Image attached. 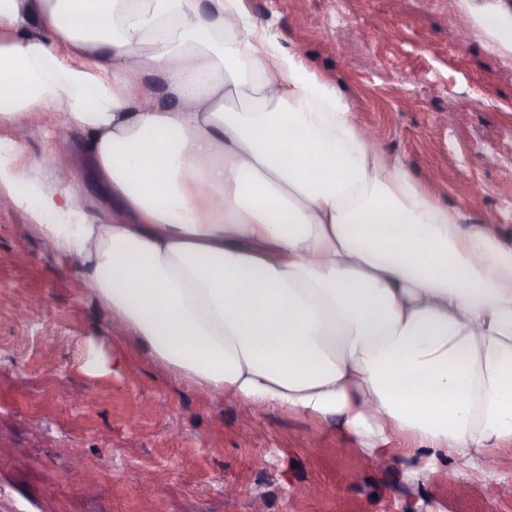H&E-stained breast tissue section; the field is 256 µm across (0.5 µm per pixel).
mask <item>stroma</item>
I'll return each mask as SVG.
<instances>
[{"label":"stroma","instance_id":"1","mask_svg":"<svg viewBox=\"0 0 512 512\" xmlns=\"http://www.w3.org/2000/svg\"><path fill=\"white\" fill-rule=\"evenodd\" d=\"M244 0L352 103L360 126L466 223L512 250V53L472 18L512 0ZM460 115L448 124V113ZM19 209H0V512H512L469 467L422 479L396 455L347 453L334 423L237 404L175 379L62 269ZM125 358L85 368L88 337ZM96 461L86 490L75 459Z\"/></svg>","mask_w":512,"mask_h":512}]
</instances>
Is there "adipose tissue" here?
<instances>
[{
    "instance_id": "adipose-tissue-1",
    "label": "adipose tissue",
    "mask_w": 512,
    "mask_h": 512,
    "mask_svg": "<svg viewBox=\"0 0 512 512\" xmlns=\"http://www.w3.org/2000/svg\"><path fill=\"white\" fill-rule=\"evenodd\" d=\"M38 118L46 144L23 160ZM0 196L154 363L428 469L512 444V251L243 0H0ZM72 130L95 185L63 177Z\"/></svg>"
}]
</instances>
